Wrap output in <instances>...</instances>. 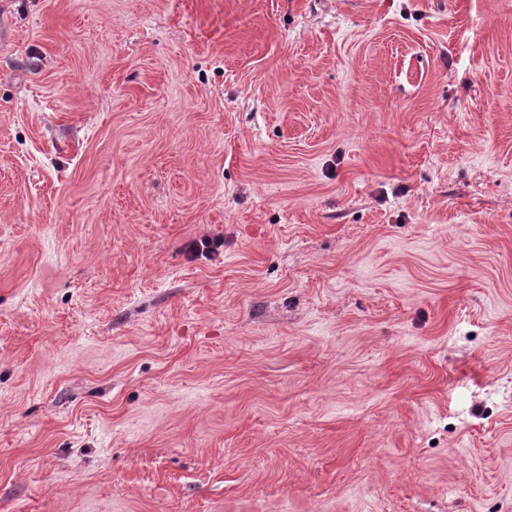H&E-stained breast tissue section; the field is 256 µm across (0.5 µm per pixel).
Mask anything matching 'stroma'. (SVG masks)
Instances as JSON below:
<instances>
[{
	"mask_svg": "<svg viewBox=\"0 0 512 512\" xmlns=\"http://www.w3.org/2000/svg\"><path fill=\"white\" fill-rule=\"evenodd\" d=\"M0 512H512V0H0Z\"/></svg>",
	"mask_w": 512,
	"mask_h": 512,
	"instance_id": "35a3bbf8",
	"label": "stroma"
}]
</instances>
